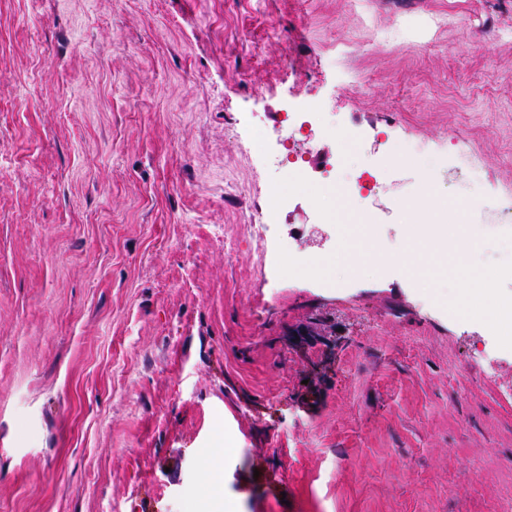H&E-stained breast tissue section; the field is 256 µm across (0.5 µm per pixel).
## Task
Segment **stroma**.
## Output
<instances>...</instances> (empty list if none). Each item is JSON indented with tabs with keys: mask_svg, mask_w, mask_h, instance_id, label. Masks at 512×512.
Segmentation results:
<instances>
[{
	"mask_svg": "<svg viewBox=\"0 0 512 512\" xmlns=\"http://www.w3.org/2000/svg\"><path fill=\"white\" fill-rule=\"evenodd\" d=\"M317 104L354 143L296 129ZM384 254L424 187L512 259V0H0V512H512V355L402 268L338 288L273 161Z\"/></svg>",
	"mask_w": 512,
	"mask_h": 512,
	"instance_id": "35a3bbf8",
	"label": "stroma"
}]
</instances>
